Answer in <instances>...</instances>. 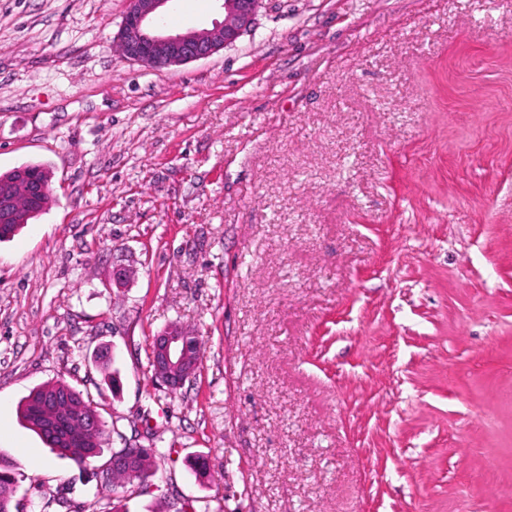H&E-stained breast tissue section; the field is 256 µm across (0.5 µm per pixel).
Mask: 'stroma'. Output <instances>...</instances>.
<instances>
[{"mask_svg":"<svg viewBox=\"0 0 512 512\" xmlns=\"http://www.w3.org/2000/svg\"><path fill=\"white\" fill-rule=\"evenodd\" d=\"M125 8L0 0V173L53 187L0 242L17 512L113 499L106 456L17 421L57 379L104 448L159 452L125 512H512V0H261L160 70L121 54ZM223 18L171 0L162 30ZM172 323L203 345L174 391L148 365ZM63 389H67L69 392V401L66 403L67 408L64 412L66 424L82 434L97 435L101 431V424L94 404L87 405L82 410H75L80 408L84 402H90V400L84 398L79 391L62 379L33 388L19 402L17 414L26 427L37 434L54 454L71 460L79 468L86 469L104 449L102 448V439L106 433V425L101 419L102 431L98 436V443L95 441L96 437L85 436L84 438L74 439L64 446L57 445L58 438L52 437L49 431L43 430L45 422L40 416V407L43 400L55 398Z\"/></svg>","mask_w":512,"mask_h":512,"instance_id":"35a3bbf8","label":"stroma"}]
</instances>
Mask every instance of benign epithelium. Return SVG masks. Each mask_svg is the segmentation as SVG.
Here are the masks:
<instances>
[{
  "label": "benign epithelium",
  "mask_w": 512,
  "mask_h": 512,
  "mask_svg": "<svg viewBox=\"0 0 512 512\" xmlns=\"http://www.w3.org/2000/svg\"><path fill=\"white\" fill-rule=\"evenodd\" d=\"M172 0H126V10L116 34L122 55L148 68H165L206 59L233 44L250 28L261 0H224V20L210 28L165 34L156 29L163 9ZM47 192L43 181L22 172L10 184H0V225L17 224L18 200L42 199ZM193 336L184 328L167 327L152 337L149 367L153 377L171 390L182 387L200 367L195 358ZM66 424L87 435L101 431L94 405L82 410L66 409ZM147 452L130 445L112 451L105 467L97 470L104 479L128 471L135 460Z\"/></svg>",
  "instance_id": "1"
}]
</instances>
